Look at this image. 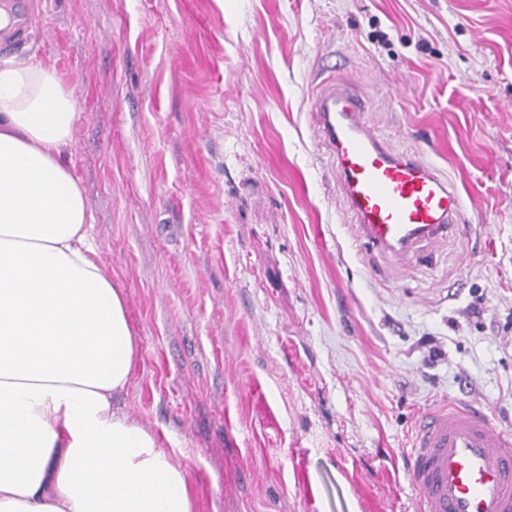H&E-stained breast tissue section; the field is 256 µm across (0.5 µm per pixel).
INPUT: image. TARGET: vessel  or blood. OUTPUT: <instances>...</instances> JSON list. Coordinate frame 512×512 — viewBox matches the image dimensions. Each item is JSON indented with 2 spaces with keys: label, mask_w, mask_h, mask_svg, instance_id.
<instances>
[{
  "label": "vessel or blood",
  "mask_w": 512,
  "mask_h": 512,
  "mask_svg": "<svg viewBox=\"0 0 512 512\" xmlns=\"http://www.w3.org/2000/svg\"><path fill=\"white\" fill-rule=\"evenodd\" d=\"M310 110L336 166L355 240L405 257L459 230L458 193L366 125L365 101L350 81H323ZM408 479L417 512H512V433L471 405L436 407L416 426Z\"/></svg>",
  "instance_id": "obj_1"
}]
</instances>
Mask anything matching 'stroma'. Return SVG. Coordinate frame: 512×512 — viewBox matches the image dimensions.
Masks as SVG:
<instances>
[{
  "instance_id": "obj_1",
  "label": "stroma",
  "mask_w": 512,
  "mask_h": 512,
  "mask_svg": "<svg viewBox=\"0 0 512 512\" xmlns=\"http://www.w3.org/2000/svg\"><path fill=\"white\" fill-rule=\"evenodd\" d=\"M0 57L74 92L61 161L124 290L132 419L196 512H415L422 414L512 431V0H14ZM360 86L465 228L404 264L354 241L309 112Z\"/></svg>"
}]
</instances>
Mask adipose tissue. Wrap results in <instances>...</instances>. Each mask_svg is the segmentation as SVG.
<instances>
[{"label":"adipose tissue","instance_id":"1","mask_svg":"<svg viewBox=\"0 0 512 512\" xmlns=\"http://www.w3.org/2000/svg\"><path fill=\"white\" fill-rule=\"evenodd\" d=\"M76 117L54 69L0 59V512H194L122 403L139 344L60 161Z\"/></svg>","mask_w":512,"mask_h":512}]
</instances>
